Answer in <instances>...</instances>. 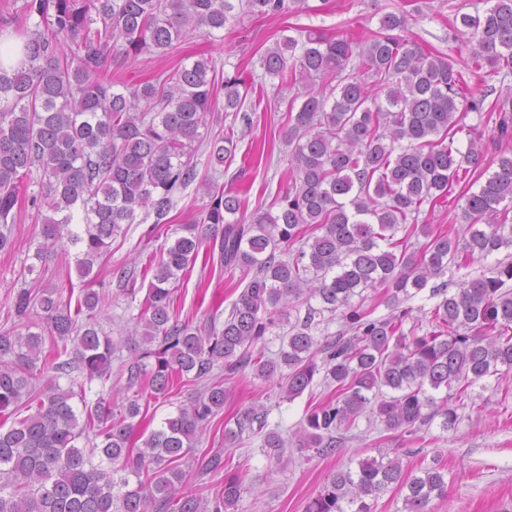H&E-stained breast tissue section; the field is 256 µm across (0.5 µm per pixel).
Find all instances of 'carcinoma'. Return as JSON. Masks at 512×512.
<instances>
[{
    "mask_svg": "<svg viewBox=\"0 0 512 512\" xmlns=\"http://www.w3.org/2000/svg\"><path fill=\"white\" fill-rule=\"evenodd\" d=\"M301 2L22 0L14 14L0 15L1 27L13 26L18 13L37 19L19 33L18 65L9 73L0 68V226L14 223L12 210L28 197L31 208L46 212L35 258L79 248L83 283L74 305L63 299V286L20 289L16 310L37 312V331L0 332V512H235L243 491L235 473L224 476V494L214 499L180 492L182 460L224 409L222 382L204 385L142 436L138 449L131 439L139 394L126 397L117 414L103 397L86 401L85 384L111 379L118 349L96 323L104 297L90 288L94 266L137 211L166 221L174 195L197 178L200 129L214 112L216 64L208 58L122 90L107 65L117 56L167 54L243 14L279 16ZM489 2L460 23L476 41L472 65L487 64L505 79L512 76V0ZM260 68L280 87L298 76L308 81L284 100L288 186L249 214L237 195L202 182L208 202L201 217L180 225L182 235L154 259L128 388L147 377L151 393L164 397L189 374L206 380L219 362L230 375L250 364L258 377L285 382L291 401L322 373L336 384V397L306 412L298 439L299 451L319 456L337 453L342 432L366 412L388 430L415 434L437 417L442 429H454L456 402L469 388L512 371V262H498L491 275L452 293L446 281L432 287L439 301L423 335L404 332L411 309L403 304L463 258L512 250V150L499 152L487 175L478 139L464 151L455 145L457 113L485 111L484 99L468 95L453 59L424 52L401 11L385 14L379 31L358 44L318 30L285 35ZM327 77L336 84H322ZM247 94L240 73L224 76V111H241ZM490 114L500 139L511 140L512 94L498 96ZM236 148L232 132L212 139L209 167L231 165ZM462 172L484 178L466 193L463 232L452 237L418 223L422 205L448 197ZM33 179L36 192L29 191ZM418 232L426 242L413 250L409 240ZM210 242L219 244L224 268L240 271L245 282L221 329L214 321L182 322L174 311L179 273ZM378 285L392 314L371 319L353 298ZM326 312L340 315L351 335L319 341L312 330ZM274 334L277 357L255 352ZM47 336L57 358L59 344L73 343L74 362L39 363ZM23 409L31 413L3 429ZM235 425L224 430L225 440L257 434L268 457L283 461L288 441L267 429V412L247 408ZM81 439L91 447L78 446ZM390 488L407 490L403 512H428L448 482L436 458L413 475L385 453L330 474L306 512H374V500Z\"/></svg>",
    "mask_w": 512,
    "mask_h": 512,
    "instance_id": "obj_1",
    "label": "carcinoma"
}]
</instances>
